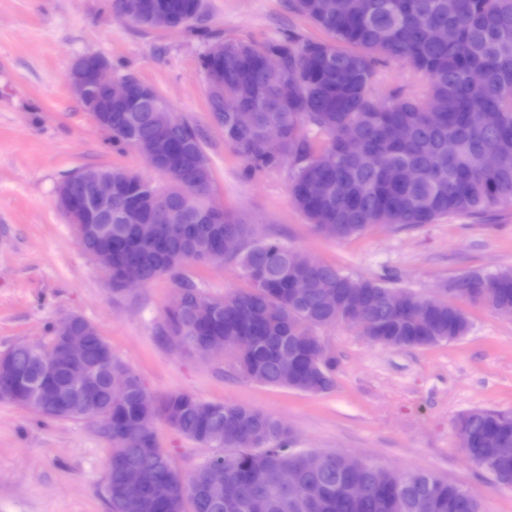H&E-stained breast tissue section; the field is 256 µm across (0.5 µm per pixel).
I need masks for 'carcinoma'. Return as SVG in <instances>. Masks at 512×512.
Wrapping results in <instances>:
<instances>
[{
	"label": "carcinoma",
	"mask_w": 512,
	"mask_h": 512,
	"mask_svg": "<svg viewBox=\"0 0 512 512\" xmlns=\"http://www.w3.org/2000/svg\"><path fill=\"white\" fill-rule=\"evenodd\" d=\"M170 15H146L138 24L159 29L167 22L191 23L201 0H159ZM293 8L328 35L304 40L283 35L256 45L224 38L221 77L245 108L220 112L208 99L225 141L251 167L273 168L291 163V198L314 229L344 241L374 225L397 228L432 224L443 218L487 215L512 204V0H293ZM439 28L455 36L435 37ZM276 50L284 70L270 73L258 65L256 52ZM377 60L410 68L426 82L420 94L395 92L380 99L375 92ZM292 88L288 109L276 107L284 84ZM162 101L154 91L136 104L112 107L108 118L112 140L130 145L135 138L152 140L153 106ZM487 112L491 120L477 126L471 113ZM278 122L287 140L278 155L268 154L261 141L264 127ZM321 135L317 146L304 134ZM353 136L360 150L344 151ZM171 149L192 177L189 183L159 174L167 185H150L180 210L183 223H166V212L153 208L143 180L121 167H99L112 176V217L93 225L95 237L112 241V290L133 274L145 283L174 277L181 304L167 309L165 332L179 346L197 349L218 339L237 355L233 368L261 385L304 393H324L336 383V358H322L320 328L346 323L356 304L365 315L369 341L391 348L433 346L464 338L471 328L468 315L446 294L492 307L512 304V268L496 273L466 271L452 278L439 298H423L380 279H360L358 292L348 287L350 275L340 268L312 261L302 251L275 239H256L251 224L230 211L224 223H208L211 199L210 163L191 126L180 120L169 135ZM494 152L499 168L487 172L482 157ZM412 169L416 180L402 173ZM147 224L151 233L141 235ZM232 235L241 249L227 254L222 244ZM205 259L237 261L249 287L225 297L203 295L182 276L185 266ZM297 279L306 281L301 294ZM200 301L216 305L198 312ZM87 359L102 358L109 345L90 328ZM20 367L31 381L40 376L41 355L13 346ZM112 377L125 381L119 405L109 407L104 389L87 406L73 405L50 412L31 400L22 408L45 420H100L111 442L112 469L106 486L110 512H121L126 494L123 473L138 467L145 475L134 495L144 512H482L468 490L432 473L386 468L349 469L342 453H322L320 465L304 463L308 450L292 446L288 428L269 413L237 404L208 403L189 393L158 398L116 354ZM163 421L212 455L189 477L174 467L158 448L155 427ZM138 436L143 448H127ZM246 436L253 447L237 448ZM512 438V411L474 408L457 433L461 449L494 482L512 488V457L492 454L493 442ZM224 465L239 486V497L206 484L207 469ZM299 471L294 487L278 481L280 469Z\"/></svg>",
	"instance_id": "obj_1"
}]
</instances>
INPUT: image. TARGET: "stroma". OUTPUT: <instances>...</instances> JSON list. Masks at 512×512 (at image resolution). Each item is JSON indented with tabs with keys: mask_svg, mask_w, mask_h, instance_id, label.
<instances>
[{
	"mask_svg": "<svg viewBox=\"0 0 512 512\" xmlns=\"http://www.w3.org/2000/svg\"><path fill=\"white\" fill-rule=\"evenodd\" d=\"M291 0H202L197 32L142 27L114 14L112 0H0V353L45 340L77 314L156 396L187 392L211 403L262 409L298 447L339 451L396 471L427 472L470 490L483 512H512V488L472 464L455 433L474 408L512 409V319L463 303L472 327L458 341L425 348L369 343L357 329L320 331L336 360V384L302 393L253 383L231 361L206 363L163 332L176 286L163 276L113 291L80 246L56 202L58 185L90 167L155 172L130 146L113 142L71 92L66 77L82 55L108 58L115 75L153 85L194 126L211 166V196L253 225L355 277L396 276L426 298L465 270L512 267V205L482 218H449L407 230L386 225L336 241L295 208L289 165L247 168L208 110L201 56L208 41L263 43L280 32L322 38ZM184 276L202 293L246 288L235 261L191 264ZM160 448L182 474L210 451L165 423ZM110 444L91 420H44L0 401V512H110L104 495Z\"/></svg>",
	"mask_w": 512,
	"mask_h": 512,
	"instance_id": "obj_1",
	"label": "stroma"
}]
</instances>
